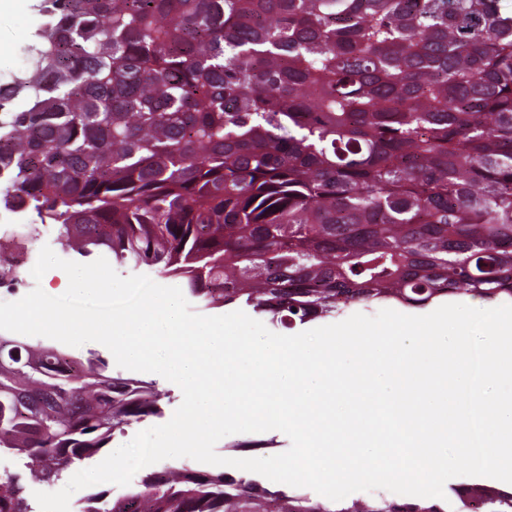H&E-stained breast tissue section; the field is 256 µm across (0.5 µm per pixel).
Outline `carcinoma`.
<instances>
[{
    "mask_svg": "<svg viewBox=\"0 0 512 512\" xmlns=\"http://www.w3.org/2000/svg\"><path fill=\"white\" fill-rule=\"evenodd\" d=\"M0 107V197L83 258L274 326L355 304L512 300V10L500 0H45ZM154 384L0 336V449L52 487L162 414ZM306 493L187 465L79 512H512ZM0 512H34L18 473Z\"/></svg>",
    "mask_w": 512,
    "mask_h": 512,
    "instance_id": "obj_1",
    "label": "carcinoma"
}]
</instances>
